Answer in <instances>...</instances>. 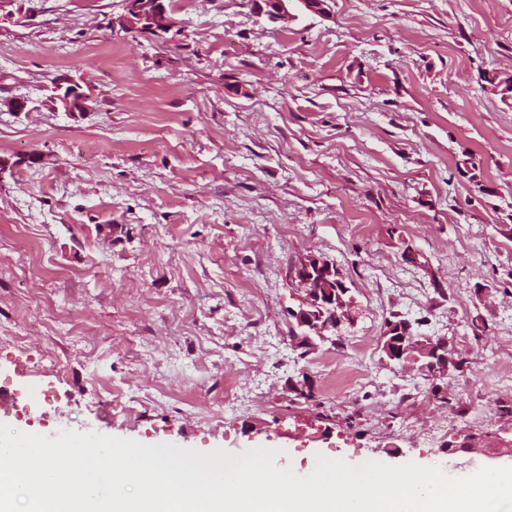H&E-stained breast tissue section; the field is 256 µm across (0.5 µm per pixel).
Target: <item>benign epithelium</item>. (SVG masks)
Returning a JSON list of instances; mask_svg holds the SVG:
<instances>
[{"label":"benign epithelium","mask_w":512,"mask_h":512,"mask_svg":"<svg viewBox=\"0 0 512 512\" xmlns=\"http://www.w3.org/2000/svg\"><path fill=\"white\" fill-rule=\"evenodd\" d=\"M298 2L305 10L321 14L327 0H256L255 8L264 14L273 23L285 22L293 17L290 12L292 2ZM16 0H0V23L14 19L20 15V20L34 18L38 14V8L34 6V0H26L30 6L18 13L6 10V7ZM124 14L119 18L121 27L130 32L148 31L162 37L165 32L173 28V21L168 19L163 0H123ZM488 79L494 82V92L504 99L512 98V74L504 76L497 72L488 74ZM87 95L81 90L80 85L63 79L54 86V102L66 112H82L86 108ZM294 278L304 292L298 309L290 310V315L301 326H307L318 334L332 330L339 334L348 326H353L358 319V310L355 302L349 303V309L340 313H332V318L325 324L314 321L309 307L324 299L332 303L336 302V293L345 288L343 276L340 271L328 260L310 255L301 260L295 266ZM411 339L408 333L403 331L394 341L392 346L385 347L387 355L394 359L403 356L410 350Z\"/></svg>","instance_id":"benign-epithelium-1"}]
</instances>
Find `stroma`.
Segmentation results:
<instances>
[{"label": "stroma", "mask_w": 512, "mask_h": 512, "mask_svg": "<svg viewBox=\"0 0 512 512\" xmlns=\"http://www.w3.org/2000/svg\"><path fill=\"white\" fill-rule=\"evenodd\" d=\"M36 5L0 27V100L27 101L0 110V386L28 404L0 424L453 478L446 443L512 433V99L484 79L512 74V0H172L162 38L111 26L123 0ZM308 255L359 317L303 355ZM396 317L459 368L387 363ZM292 2H298L301 7L311 13L322 14L327 0H257L255 8L273 23L285 22L295 17L289 10ZM79 84L68 79L57 82L54 86V102L67 112H82L86 108L87 95Z\"/></svg>", "instance_id": "obj_1"}]
</instances>
